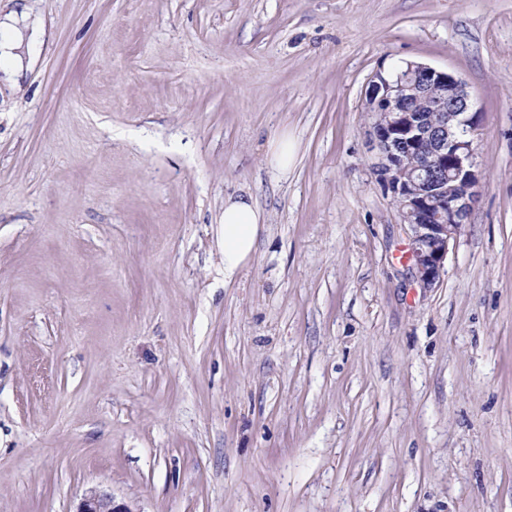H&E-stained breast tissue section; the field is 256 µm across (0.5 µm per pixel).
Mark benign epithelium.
I'll use <instances>...</instances> for the list:
<instances>
[{"label": "benign epithelium", "instance_id": "benign-epithelium-1", "mask_svg": "<svg viewBox=\"0 0 512 512\" xmlns=\"http://www.w3.org/2000/svg\"><path fill=\"white\" fill-rule=\"evenodd\" d=\"M442 91L448 106L436 117L404 109L408 97ZM363 111L369 128L373 169L391 192L400 223L407 226L410 261L417 283L432 287L444 272L451 242L468 223L482 183L475 136L481 113L473 110L465 83L454 73L420 62L408 63L407 75L394 79L381 73L368 83ZM429 145L422 162L409 167L403 156ZM76 512H133L113 494L88 491Z\"/></svg>", "mask_w": 512, "mask_h": 512}]
</instances>
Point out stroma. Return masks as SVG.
<instances>
[{
  "label": "stroma",
  "instance_id": "1",
  "mask_svg": "<svg viewBox=\"0 0 512 512\" xmlns=\"http://www.w3.org/2000/svg\"><path fill=\"white\" fill-rule=\"evenodd\" d=\"M21 3L46 36L0 84V512H512V0ZM408 61L481 114L429 288L362 110ZM294 140L283 133L273 144L271 154L281 170H287L294 160ZM262 214L250 195L224 199V279L232 281L251 256ZM75 512H133L124 503H117L113 494L100 489L88 491Z\"/></svg>",
  "mask_w": 512,
  "mask_h": 512
}]
</instances>
